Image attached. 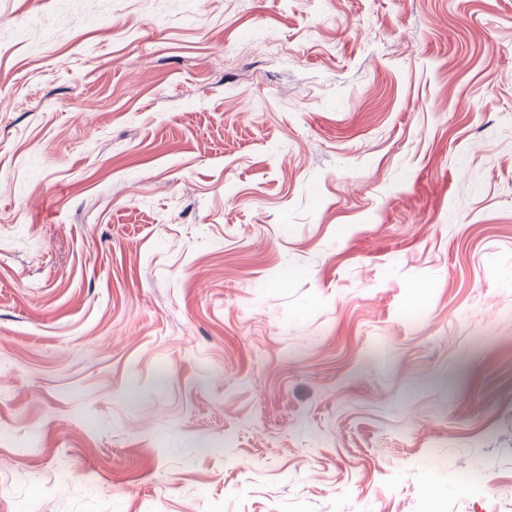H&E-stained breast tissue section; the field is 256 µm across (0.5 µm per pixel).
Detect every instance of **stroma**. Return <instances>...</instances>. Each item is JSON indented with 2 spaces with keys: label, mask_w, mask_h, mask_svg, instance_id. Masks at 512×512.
Segmentation results:
<instances>
[{
  "label": "stroma",
  "mask_w": 512,
  "mask_h": 512,
  "mask_svg": "<svg viewBox=\"0 0 512 512\" xmlns=\"http://www.w3.org/2000/svg\"><path fill=\"white\" fill-rule=\"evenodd\" d=\"M0 512H512V0H0Z\"/></svg>",
  "instance_id": "35a3bbf8"
}]
</instances>
